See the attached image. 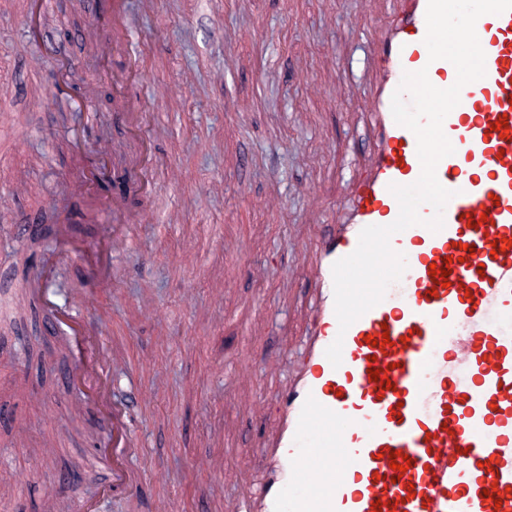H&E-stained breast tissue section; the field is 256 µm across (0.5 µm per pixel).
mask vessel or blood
<instances>
[{
	"label": "vessel or blood",
	"mask_w": 512,
	"mask_h": 512,
	"mask_svg": "<svg viewBox=\"0 0 512 512\" xmlns=\"http://www.w3.org/2000/svg\"><path fill=\"white\" fill-rule=\"evenodd\" d=\"M91 3L110 34L99 53L128 58L112 83L130 98L121 123L139 131L132 95L141 70L129 56L137 18L128 0ZM368 5L378 17L366 109L374 146L363 176L341 186L332 230L297 269L314 286L316 308L303 360L280 389L275 428L262 448L270 478L257 488L243 481L227 512H512V247L492 249L512 240V134L504 138L494 129L502 118L512 124V10L478 19L486 75L462 89L443 123L454 148L436 168L453 192L443 228L435 233L414 225L392 236L393 249L406 256V272L343 332L332 266L356 249L362 228L397 218L389 184H412L421 173L416 138L395 123L392 95L407 71L427 69L439 88L456 79L449 61L429 59L427 0ZM92 253V277L110 279L105 246ZM434 264L449 265V277L431 275ZM70 319L84 355L68 377L74 386L94 388L89 403L112 427L96 456L113 483L137 487L140 476L127 460L141 447L130 435L127 408L113 403L109 379L89 356L101 325L75 313ZM339 335L342 363L335 367L325 350ZM395 451L408 455L407 471L392 469Z\"/></svg>",
	"instance_id": "obj_1"
}]
</instances>
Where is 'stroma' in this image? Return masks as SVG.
<instances>
[{
	"mask_svg": "<svg viewBox=\"0 0 512 512\" xmlns=\"http://www.w3.org/2000/svg\"><path fill=\"white\" fill-rule=\"evenodd\" d=\"M19 0H0V111L15 113L17 135L0 148V306L15 282L57 250L50 233L32 238L31 220L70 219L71 241L94 243L115 223L111 206L63 191L76 138L71 114L49 104L55 65L27 33ZM86 0H42L45 40L71 59L69 80L94 85V109L107 116V142L124 139L111 123L112 74L119 59L85 52L79 30ZM369 19L359 0H157L134 51L145 70L139 86L150 122L164 137L140 142L156 159L147 215L130 248H118L116 283L89 284L82 262L56 263L51 280L68 309L89 288L82 315L101 317L102 358L126 353L112 396L129 403L133 435L145 453L134 459L145 481L136 495L112 493L95 462L92 434L105 423L93 410L73 415L79 395L65 376L73 358L42 310L0 334V512H42L46 497L69 512L83 496L91 512H216L207 486L222 482L236 498L233 474L258 469L254 446L264 423L225 393L235 367L265 406L275 386L264 354L287 372L299 354L303 322L282 288L299 262L295 230L310 224L317 197L355 172L354 145L368 135L324 99L337 78L362 83ZM264 319L243 335V311ZM223 430L240 452L225 456L211 434Z\"/></svg>",
	"mask_w": 512,
	"mask_h": 512,
	"instance_id": "35a3bbf8",
	"label": "stroma"
}]
</instances>
